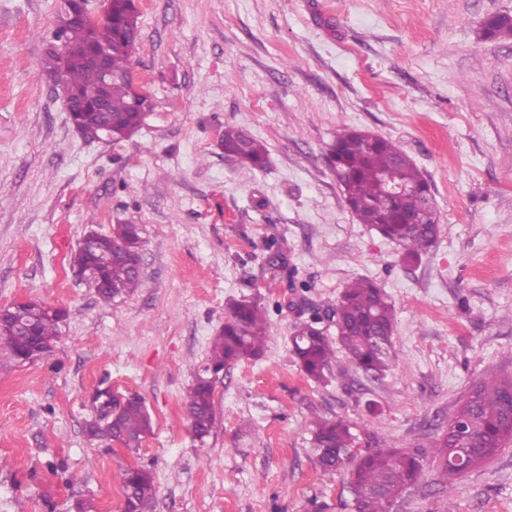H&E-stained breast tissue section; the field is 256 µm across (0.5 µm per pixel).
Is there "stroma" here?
Segmentation results:
<instances>
[{
  "instance_id": "1",
  "label": "stroma",
  "mask_w": 512,
  "mask_h": 512,
  "mask_svg": "<svg viewBox=\"0 0 512 512\" xmlns=\"http://www.w3.org/2000/svg\"><path fill=\"white\" fill-rule=\"evenodd\" d=\"M60 7L0 0V308L66 313L47 357L0 355V512H121L131 466L152 471L155 512H355L346 471H321L318 418L349 423L362 454L422 451L396 512H512V442L449 478L432 452L472 388L512 377V39L481 36L512 0H138L152 108L120 142L77 133L41 67ZM228 125L266 168L225 156ZM345 128L398 143L429 180L442 232L420 261L346 205L325 160ZM123 221L143 229L142 282L107 304L72 257ZM357 278L395 305L397 359L374 379L340 354L315 382L292 327ZM242 296L267 347L220 374L201 441L186 397ZM103 385L144 400L139 452L87 440Z\"/></svg>"
}]
</instances>
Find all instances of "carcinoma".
<instances>
[{
  "instance_id": "cac0c4a2",
  "label": "carcinoma",
  "mask_w": 512,
  "mask_h": 512,
  "mask_svg": "<svg viewBox=\"0 0 512 512\" xmlns=\"http://www.w3.org/2000/svg\"><path fill=\"white\" fill-rule=\"evenodd\" d=\"M107 18L96 23L67 22L60 18L64 33L63 56L53 54L43 66L52 70L66 60V85L81 106L76 120L86 126L108 123L112 140L132 136L144 122L150 102L128 79L115 80L105 93V110L97 107L101 92L99 71L86 61L94 46L111 49L115 74L129 75L139 39L137 7L133 0H109ZM485 39H511L512 17L488 18L481 29ZM224 154L255 169L268 161L265 145L241 128L226 127L221 139ZM327 163L340 184L348 208L358 222L368 224L384 238L398 245L405 258L418 260L434 245L440 233V219L412 224L410 219L432 198L431 185L412 158L392 141L365 130L344 129L329 145ZM392 184L412 187V191L391 198ZM139 225L128 221L112 225L108 235H98L91 263L102 275L95 287L99 299L109 304L134 292L141 285L143 238ZM336 324V338L320 328L319 314L300 321L291 335L290 351L301 370L315 382L323 381L341 349L348 362L368 377L387 371L395 360L393 331L395 309L385 292L370 279L348 283L334 302L327 304ZM34 335L24 336L11 327V307L0 308V351L18 363L34 362L48 356L60 335L63 316L50 314L43 303L34 302L28 310ZM268 327L260 304L250 298L230 303L224 326L212 340L208 366L224 369L243 359L260 357L266 347ZM214 384L198 375L187 396V413L194 435L208 437L215 425ZM512 380L484 382L475 387L448 420V427L434 450L448 470V449L481 458L493 455L512 439ZM151 416L143 402L128 396L112 409V417L86 421L89 441H108L131 452L152 433ZM313 445L325 475L333 476L351 464L349 488L357 512H392L397 500L415 486L422 474V454L391 445L369 453L353 455L355 435L342 420L314 422ZM125 512H155L157 490L151 471L128 468L123 473Z\"/></svg>"
}]
</instances>
